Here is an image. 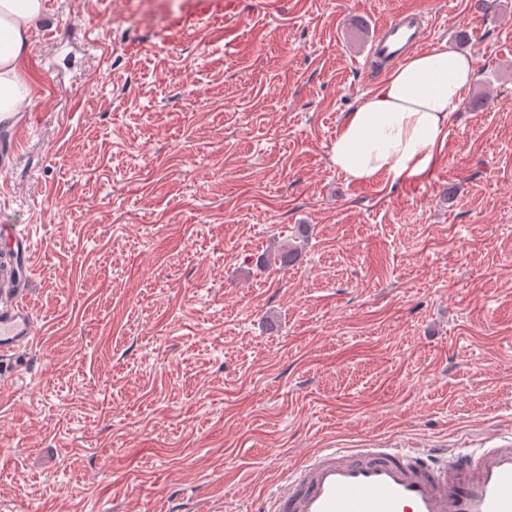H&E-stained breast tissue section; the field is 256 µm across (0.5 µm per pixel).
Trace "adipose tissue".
Masks as SVG:
<instances>
[{"instance_id": "1", "label": "adipose tissue", "mask_w": 512, "mask_h": 512, "mask_svg": "<svg viewBox=\"0 0 512 512\" xmlns=\"http://www.w3.org/2000/svg\"><path fill=\"white\" fill-rule=\"evenodd\" d=\"M44 12V0H0V113L21 111L32 99L30 37ZM475 79L473 55L447 43L413 52L346 114L331 145V164L354 181L424 175Z\"/></svg>"}]
</instances>
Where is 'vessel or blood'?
Segmentation results:
<instances>
[{
    "mask_svg": "<svg viewBox=\"0 0 512 512\" xmlns=\"http://www.w3.org/2000/svg\"><path fill=\"white\" fill-rule=\"evenodd\" d=\"M425 28L415 14L383 24L369 53L400 60ZM30 124L24 112L0 114V159ZM34 251L25 229L0 225V360L30 346L37 321L26 303ZM261 512H512V442L457 452L324 448L302 460L259 504Z\"/></svg>",
    "mask_w": 512,
    "mask_h": 512,
    "instance_id": "vessel-or-blood-1",
    "label": "vessel or blood"
}]
</instances>
